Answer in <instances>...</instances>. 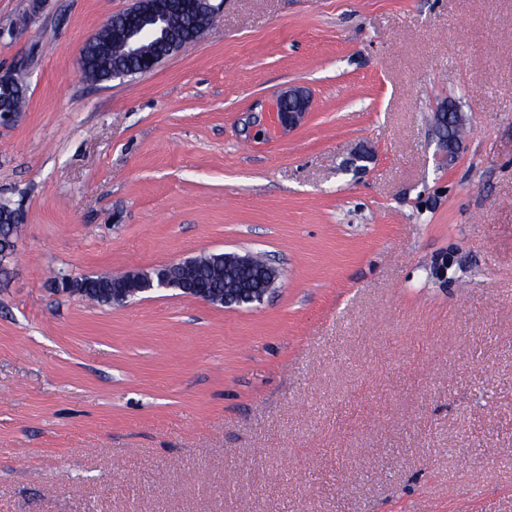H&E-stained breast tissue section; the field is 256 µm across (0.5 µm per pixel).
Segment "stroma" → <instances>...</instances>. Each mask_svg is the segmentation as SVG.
I'll use <instances>...</instances> for the list:
<instances>
[{"instance_id": "1", "label": "stroma", "mask_w": 512, "mask_h": 512, "mask_svg": "<svg viewBox=\"0 0 512 512\" xmlns=\"http://www.w3.org/2000/svg\"><path fill=\"white\" fill-rule=\"evenodd\" d=\"M133 3L0 0V512H512V0H212L86 82ZM245 250L283 273L255 309L55 289ZM168 8L175 15L178 38L197 40L207 28L211 15L200 4L197 9H188L185 1L167 0ZM132 62H128L121 54L118 45H112V53L107 59H104L102 64L92 67L89 70L83 71L86 79L92 82H107L111 81L113 74L119 72H127L131 69ZM26 103V87L20 79L14 78L8 87H0V105L14 106L21 109ZM0 106V125L13 122L18 116V110ZM291 99L296 101L297 108L286 111L283 105ZM310 106V95L306 90L301 87L290 88L288 92L280 96L277 100L276 112L279 113L278 119L281 122L288 121V125L295 124L306 112L309 111ZM448 112V114L446 113ZM453 112V113H450ZM434 114V132L437 138L438 147L442 154V158L448 159V164H451L458 156L460 149V142L456 141L453 138H447L444 134V125L446 122V118L448 119L452 116L455 121H457V125L460 127L463 123V115L462 112H458L457 108L454 105H441L437 108V111ZM12 220L16 221L17 224L11 225V231L6 236H0V269L2 268L3 275L9 273V263L12 257L15 255L18 234L22 227L23 217L21 211L15 210L12 214ZM18 230V234L15 230Z\"/></svg>"}]
</instances>
